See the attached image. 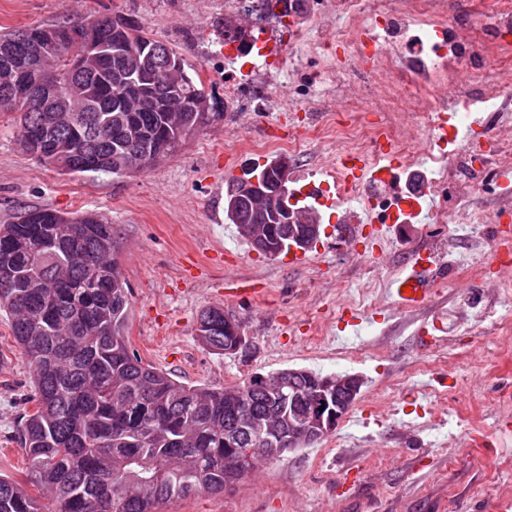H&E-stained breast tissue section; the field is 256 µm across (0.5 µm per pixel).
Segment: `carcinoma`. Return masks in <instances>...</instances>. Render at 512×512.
<instances>
[{"label": "carcinoma", "instance_id": "cac0c4a2", "mask_svg": "<svg viewBox=\"0 0 512 512\" xmlns=\"http://www.w3.org/2000/svg\"><path fill=\"white\" fill-rule=\"evenodd\" d=\"M67 51L87 48L89 31L80 25L29 27L0 34V66L20 72L13 111L20 113L18 141L31 129L50 124L55 137L28 153L47 163L56 153L97 162L92 172L130 173L114 147L145 155L162 138L174 155L195 130L198 115L185 113L189 125L180 141L169 137L162 113L181 112L184 103L205 94L200 79L184 69L178 89L159 76L140 82L139 96L122 105L121 63L129 48L155 51L161 61L179 60L166 43L124 18H105L94 38L108 47L69 90L87 93L90 105L75 134L59 118L24 97L34 74L26 71L30 51L23 37ZM112 113V125L99 114ZM137 140L130 141V133ZM233 202L227 219L251 224L260 218L241 182L227 190ZM46 223L32 224L22 214L0 224V311L9 314L11 336L32 370L33 409L19 426L20 445L30 464L28 479L0 475V512H157L199 494L216 495L255 470L243 449L264 448L275 459L278 440L255 435L250 420L279 404L251 376L231 391L187 385L138 358L127 340L128 284L115 261L112 225L93 213L72 214L54 222L56 211L41 209ZM231 319L221 307L202 311L198 337L216 355L238 344L225 327ZM286 380L297 410L306 408L311 384L306 376ZM49 493L47 511L41 494Z\"/></svg>", "mask_w": 512, "mask_h": 512}]
</instances>
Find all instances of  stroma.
<instances>
[{
  "label": "stroma",
  "instance_id": "1",
  "mask_svg": "<svg viewBox=\"0 0 512 512\" xmlns=\"http://www.w3.org/2000/svg\"><path fill=\"white\" fill-rule=\"evenodd\" d=\"M115 15L135 19L169 44L187 70L223 96L224 44L217 30L228 18L224 0H0V34ZM322 67L301 47H289L277 78L260 88L297 98ZM250 105L246 97L240 111L224 108L177 154L125 176L67 174L42 163L19 145L16 114L0 112V224L35 208L106 218L130 288L128 342L144 362L179 381L217 388L286 368L357 374L364 381L354 407L323 440L265 461L260 476L223 495L187 499L160 512H512V495L503 494L512 488V418L497 405L499 391L512 388V350L495 326L476 336L463 333L478 303L468 279L432 293L424 311L389 307L388 283L413 249L439 238L452 252L466 225L396 224L373 257L352 261L350 246L327 222L299 267L246 243L226 245L225 225L214 215L224 210L228 183L259 160L226 155L225 139L274 141L303 126L296 116L254 112ZM240 277L260 280L265 294L225 296V286ZM340 279L372 287L368 313L374 321L351 340L337 328L342 307L352 300L338 292ZM217 305L252 336L245 355L216 356L199 343L198 318ZM433 319L443 340L427 347L419 328ZM316 324L328 329L319 346L311 335ZM452 343L456 355L440 366ZM364 344L379 358L346 360ZM30 391L28 362L1 313L0 474L19 481L27 460L17 428ZM347 467L361 471L357 487L340 484Z\"/></svg>",
  "mask_w": 512,
  "mask_h": 512
}]
</instances>
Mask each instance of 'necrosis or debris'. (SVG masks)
I'll return each mask as SVG.
<instances>
[{
	"mask_svg": "<svg viewBox=\"0 0 512 512\" xmlns=\"http://www.w3.org/2000/svg\"><path fill=\"white\" fill-rule=\"evenodd\" d=\"M258 2L224 0V9L249 14L257 23L290 24L292 43L316 30L319 53L330 61L327 74L347 92L332 111L313 99L300 107L273 99L279 111L309 112L303 132L275 142L232 139L225 152L295 157L322 142L337 155L362 156L375 165L382 149H389L404 165L407 195L431 191L433 223L463 221L468 250L496 259L512 256V237L488 242L482 227L491 215L472 206L485 182L512 190V125L500 120L501 113L512 111V82L495 89L484 84L488 66L512 67V0H468L462 24L453 20L450 0H280L271 13ZM253 45L250 39L224 43L226 104H234L245 81L273 78L268 59L238 72L237 53ZM339 46L346 52L340 60L334 57ZM473 109L487 115L485 135L447 151L439 143L445 113H457L464 125ZM323 183L335 190L337 223H361L366 211L387 217L395 208L387 185L364 183L354 197L340 172H324Z\"/></svg>",
	"mask_w": 512,
	"mask_h": 512,
	"instance_id": "4bbe7bcc",
	"label": "necrosis or debris"
}]
</instances>
